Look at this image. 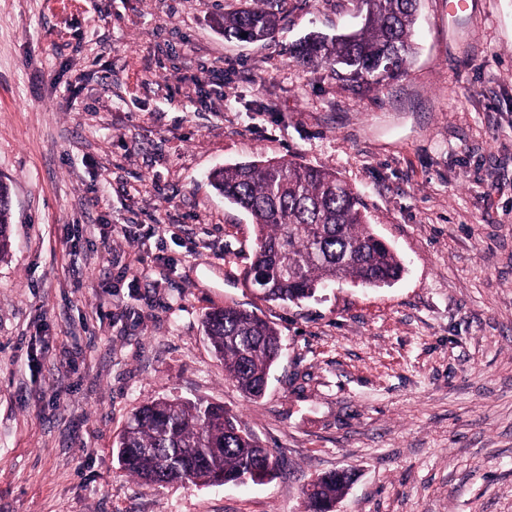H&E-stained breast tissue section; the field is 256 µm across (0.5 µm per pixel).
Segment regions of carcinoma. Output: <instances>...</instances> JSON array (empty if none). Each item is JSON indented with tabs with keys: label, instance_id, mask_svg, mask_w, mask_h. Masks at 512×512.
I'll use <instances>...</instances> for the list:
<instances>
[{
	"label": "carcinoma",
	"instance_id": "1",
	"mask_svg": "<svg viewBox=\"0 0 512 512\" xmlns=\"http://www.w3.org/2000/svg\"><path fill=\"white\" fill-rule=\"evenodd\" d=\"M419 0H356L369 15L352 36L304 38L289 49L296 63L324 65L357 87L402 76L413 55ZM282 17L263 6L224 15V38L256 42L274 37ZM210 184L248 213L254 250L243 281L263 280V302L300 303L338 280L381 287L404 267L375 235L358 194L334 173L296 162L254 160L213 170ZM10 188L0 184V260L9 254ZM203 325L224 374L246 397L261 398L272 365L282 355L281 333L253 311L226 305L204 314ZM121 467L145 482L227 484L255 482L276 467L272 452L240 427L224 407L163 399L135 408L116 443ZM353 470L321 476L319 490L302 489L307 512L335 499Z\"/></svg>",
	"mask_w": 512,
	"mask_h": 512
}]
</instances>
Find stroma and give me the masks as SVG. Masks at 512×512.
Wrapping results in <instances>:
<instances>
[{
    "label": "stroma",
    "instance_id": "1",
    "mask_svg": "<svg viewBox=\"0 0 512 512\" xmlns=\"http://www.w3.org/2000/svg\"><path fill=\"white\" fill-rule=\"evenodd\" d=\"M253 4L0 0V512H306L350 467L336 512H512V0H419L407 74L368 91L288 53L355 0H279L274 39L225 40ZM258 159L341 177L400 279L251 296V218L207 175ZM227 303L282 336L257 400L202 327ZM175 398L223 405L273 478L129 477L131 411ZM10 188L0 184V260L9 254L11 248L10 231ZM353 476L352 469L333 471L321 476L319 490L316 494L307 491L306 486L302 494L306 502L308 512H324L320 506L322 501L336 499L338 494L350 483Z\"/></svg>",
    "mask_w": 512,
    "mask_h": 512
}]
</instances>
